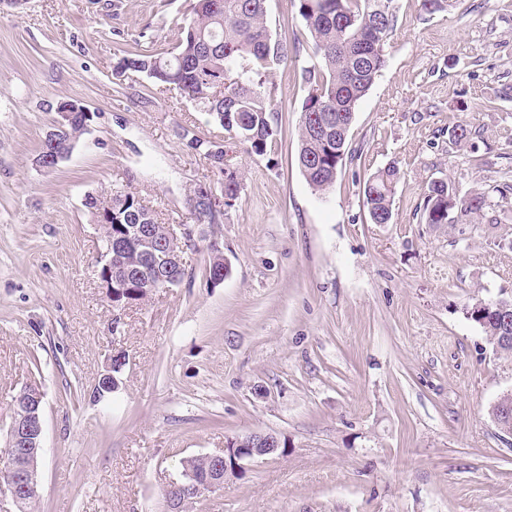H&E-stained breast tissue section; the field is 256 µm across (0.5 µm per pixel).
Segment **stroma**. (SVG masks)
Masks as SVG:
<instances>
[{
  "label": "stroma",
  "instance_id": "stroma-1",
  "mask_svg": "<svg viewBox=\"0 0 512 512\" xmlns=\"http://www.w3.org/2000/svg\"><path fill=\"white\" fill-rule=\"evenodd\" d=\"M189 0H30L0 11V449L15 395L44 394L38 512H166L182 459L227 438L271 432L286 448L186 512H512V436L491 407L512 391L462 306L512 298V0H454L425 14L394 0L383 73L360 102L355 151L329 191L297 162L313 64L296 0H270L273 37L303 44L274 77L281 121L266 155L248 154L194 103L142 73L115 78L134 42L174 48ZM502 94L499 109L488 97ZM93 114L71 155L36 166L54 114ZM491 141L448 146L459 122ZM224 143L243 173L222 223L203 224L187 274L114 322L97 279L89 194L131 187L168 224H189L194 186L218 170L177 135ZM482 162H475V155ZM396 165L393 219L371 223L367 174ZM483 192V217L421 223L430 179ZM222 254L230 271L211 283ZM118 389L91 392L114 351Z\"/></svg>",
  "mask_w": 512,
  "mask_h": 512
}]
</instances>
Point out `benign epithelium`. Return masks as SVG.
Here are the masks:
<instances>
[{
	"instance_id": "benign-epithelium-1",
	"label": "benign epithelium",
	"mask_w": 512,
	"mask_h": 512,
	"mask_svg": "<svg viewBox=\"0 0 512 512\" xmlns=\"http://www.w3.org/2000/svg\"><path fill=\"white\" fill-rule=\"evenodd\" d=\"M55 118L52 128L45 134V141L56 145V134L59 131L79 128L85 130L91 121L92 114L80 101H61L54 107ZM189 208L193 213L200 209L207 212L224 211V200L206 183L197 185L196 193L189 197ZM194 229L188 224L180 225V232H175L173 226H168V244H159L144 230L137 231L136 254L148 268L158 270V266H178L185 268L184 249L191 246ZM128 240L121 236L117 243L108 245L100 252L97 261L96 275L105 292L112 302V307L123 311L126 306L119 304L123 292V282L119 271L124 267L126 245ZM44 422L42 413L28 404V400L19 399L14 402L12 419L8 428L6 446L0 451V459L6 461L0 469V493L9 497L15 507H20L18 491L38 494L40 478L38 472L25 464V461L37 457L42 451ZM280 448L278 437L272 433L253 432L245 437L229 438L224 442V449L219 453H210L208 457L214 464L208 475L201 479L189 469H184L181 476L169 481L167 490L189 495L206 489L214 492L224 487L227 474L241 475L244 473V463L255 458L274 454Z\"/></svg>"
}]
</instances>
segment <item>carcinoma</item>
Returning <instances> with one entry per match:
<instances>
[{"label": "carcinoma", "instance_id": "carcinoma-1", "mask_svg": "<svg viewBox=\"0 0 512 512\" xmlns=\"http://www.w3.org/2000/svg\"><path fill=\"white\" fill-rule=\"evenodd\" d=\"M269 0H191L183 37L171 52L155 53L134 47L117 58L113 75L143 73L163 89H175L210 115L224 132L245 146L247 153L264 155L278 128L274 106V75L288 62L287 42L272 38L268 20ZM394 0H298V12L312 38L317 64L302 70L308 87L298 125L299 168L316 192L336 182L346 160L354 158L348 136L355 110L386 65L385 45L397 23ZM181 137L207 159L217 156L216 141L201 138L190 128ZM472 138L470 125L448 128V147H459ZM223 178L215 191L224 197V208L239 197L242 175L236 168L220 169ZM399 169L385 166L363 181V199L371 223L389 224ZM112 196V227L100 226V241L124 234V227L144 224L162 242L164 225L156 222L132 191L116 189ZM487 205L482 192L459 197L447 178L427 184L421 220L426 224H455L463 217L479 216ZM134 253L127 255L121 271L125 302L139 304L152 293ZM462 314L480 326L494 345L505 325H512V302L472 300Z\"/></svg>", "mask_w": 512, "mask_h": 512}]
</instances>
